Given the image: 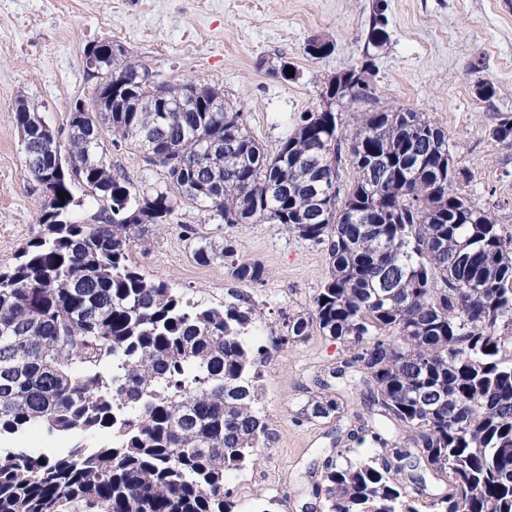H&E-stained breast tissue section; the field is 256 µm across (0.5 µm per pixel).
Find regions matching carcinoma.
Masks as SVG:
<instances>
[{
  "label": "carcinoma",
  "mask_w": 512,
  "mask_h": 512,
  "mask_svg": "<svg viewBox=\"0 0 512 512\" xmlns=\"http://www.w3.org/2000/svg\"><path fill=\"white\" fill-rule=\"evenodd\" d=\"M141 72L121 60L110 80ZM97 117L68 119L58 176L37 107L17 113L25 166L53 197L45 234L0 270V437L44 427L112 440L53 458L0 453V512H233L226 473L257 464L270 437L268 347L251 339L252 301L202 307L141 273L135 240L174 223L179 198L233 227L279 224L328 256L311 308L282 314L272 341L317 331L345 351L296 416L345 419V441L369 446L321 460L324 512H421L424 495L428 512H512V231L458 188L466 175L443 129L403 108L363 112L347 130L334 112H304L271 156L227 104L158 112L145 91L139 111ZM102 125L115 148L151 146L145 161L167 183L139 189L112 172ZM492 137L512 144L511 116ZM75 185L99 203L96 222L74 218ZM231 256L203 237L193 251L200 264ZM229 271L268 276L256 261Z\"/></svg>",
  "instance_id": "1"
}]
</instances>
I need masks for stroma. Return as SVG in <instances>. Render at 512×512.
<instances>
[{
    "label": "stroma",
    "mask_w": 512,
    "mask_h": 512,
    "mask_svg": "<svg viewBox=\"0 0 512 512\" xmlns=\"http://www.w3.org/2000/svg\"><path fill=\"white\" fill-rule=\"evenodd\" d=\"M387 36L370 39L376 11ZM329 41L321 57L307 54L312 38ZM113 41L128 60L145 64L156 81L184 79L219 88L240 109L251 136L276 153L302 113L319 107L328 80L366 68L370 97L348 103L345 120L393 107L426 113L454 147L467 179L462 190L512 226V146L494 140L490 128L512 116V0H0V268L43 231L44 200L29 175L12 112L19 100L38 105L53 128L66 126L76 100L92 102L97 81L81 59L96 43ZM289 64L290 80L275 76ZM493 83L484 99L477 86ZM111 131L101 129L112 163L136 186L163 185V169L147 165L140 148L115 150ZM178 224L151 225L133 251L147 277H162L193 302L223 305L244 292L262 308L257 339L269 345L282 313L310 308L328 274L325 253L279 225L231 227L197 205L180 203ZM216 244L231 243L236 258L261 262L269 272L259 286L233 280L222 260L195 262L194 241L180 224ZM343 348L312 334L307 341L271 348L264 359L261 408L271 436L256 465L231 472L234 512H307L319 507L321 481L315 460L330 449L331 423L296 422L314 379L340 360ZM110 432L66 435L29 430L10 446L46 456L76 445L108 442Z\"/></svg>",
    "instance_id": "obj_1"
}]
</instances>
